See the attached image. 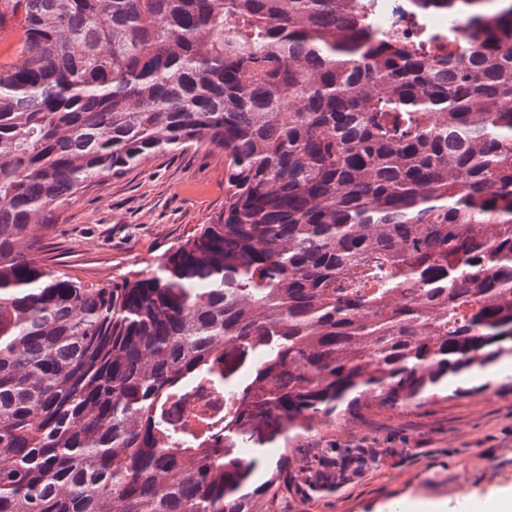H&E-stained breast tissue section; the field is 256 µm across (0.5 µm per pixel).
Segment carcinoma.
Listing matches in <instances>:
<instances>
[{"instance_id":"1","label":"carcinoma","mask_w":512,"mask_h":512,"mask_svg":"<svg viewBox=\"0 0 512 512\" xmlns=\"http://www.w3.org/2000/svg\"><path fill=\"white\" fill-rule=\"evenodd\" d=\"M0 512H273L235 448L424 404L512 361V0L412 38L374 0H0ZM224 153V211L133 281L33 227L152 156ZM202 379L224 433L170 423ZM23 21L21 11L16 14L11 12L4 13L2 17V41L0 32V65L5 67L16 65L22 60L21 54L17 49V45L13 43L10 35L11 30H17Z\"/></svg>"}]
</instances>
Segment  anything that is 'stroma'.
Here are the masks:
<instances>
[{
	"instance_id": "35a3bbf8",
	"label": "stroma",
	"mask_w": 512,
	"mask_h": 512,
	"mask_svg": "<svg viewBox=\"0 0 512 512\" xmlns=\"http://www.w3.org/2000/svg\"><path fill=\"white\" fill-rule=\"evenodd\" d=\"M224 209V156L208 146L166 153L100 180L36 231V256L84 282L111 284L149 272ZM477 393L434 397L396 413L373 412L321 439L287 449H242L259 457L256 481L281 458L319 460L312 492L289 481L277 512H391L398 504L444 501L466 512L512 489V378L474 373Z\"/></svg>"
}]
</instances>
